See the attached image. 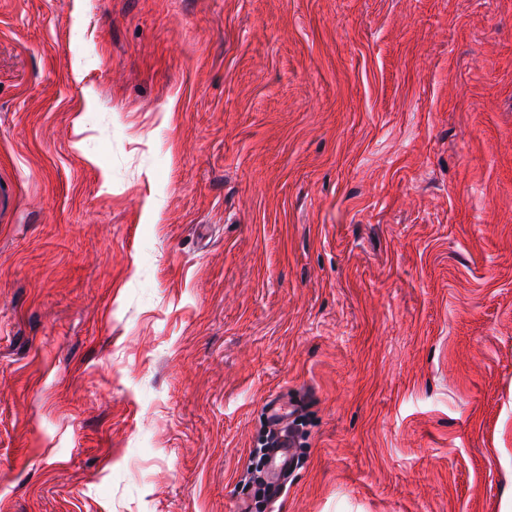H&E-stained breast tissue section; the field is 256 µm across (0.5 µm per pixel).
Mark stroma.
Wrapping results in <instances>:
<instances>
[{
    "instance_id": "stroma-1",
    "label": "stroma",
    "mask_w": 512,
    "mask_h": 512,
    "mask_svg": "<svg viewBox=\"0 0 512 512\" xmlns=\"http://www.w3.org/2000/svg\"><path fill=\"white\" fill-rule=\"evenodd\" d=\"M0 512H512V0H0Z\"/></svg>"
}]
</instances>
